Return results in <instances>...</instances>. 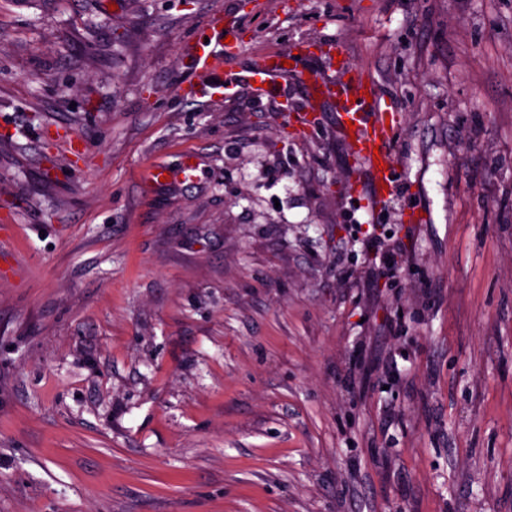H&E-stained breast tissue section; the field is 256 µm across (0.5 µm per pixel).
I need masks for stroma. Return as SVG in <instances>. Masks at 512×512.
<instances>
[{"label": "stroma", "mask_w": 512, "mask_h": 512, "mask_svg": "<svg viewBox=\"0 0 512 512\" xmlns=\"http://www.w3.org/2000/svg\"><path fill=\"white\" fill-rule=\"evenodd\" d=\"M220 11L376 79L379 211L332 102L181 95ZM4 256L0 512H512V0H0Z\"/></svg>", "instance_id": "stroma-1"}]
</instances>
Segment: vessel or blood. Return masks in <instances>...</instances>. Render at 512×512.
Returning a JSON list of instances; mask_svg holds the SVG:
<instances>
[{
    "instance_id": "1",
    "label": "vessel or blood",
    "mask_w": 512,
    "mask_h": 512,
    "mask_svg": "<svg viewBox=\"0 0 512 512\" xmlns=\"http://www.w3.org/2000/svg\"><path fill=\"white\" fill-rule=\"evenodd\" d=\"M232 28L226 27L223 15L209 21L203 38L190 45L187 55L195 73L190 86L193 96L220 99L234 93L241 86L251 88L259 95L282 94L288 78V67L309 54V45L293 44L284 51L282 61L260 56L245 69L225 72L224 57L235 53L236 43L230 42ZM336 76L306 73L313 97L303 110L293 117L296 128H303L309 114L320 101L330 100L336 105V128L341 136H353L349 150L363 166L371 184L370 205L380 208L391 193L396 192L399 179L393 154V143L399 126L380 87L366 70L355 67L349 58L336 65Z\"/></svg>"
}]
</instances>
